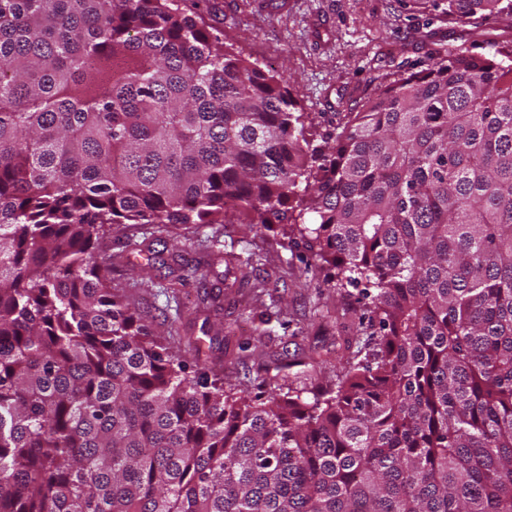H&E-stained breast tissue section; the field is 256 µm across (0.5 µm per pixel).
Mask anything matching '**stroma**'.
<instances>
[{
    "label": "stroma",
    "instance_id": "obj_1",
    "mask_svg": "<svg viewBox=\"0 0 512 512\" xmlns=\"http://www.w3.org/2000/svg\"><path fill=\"white\" fill-rule=\"evenodd\" d=\"M188 15L202 21L224 46L262 67L284 73L300 111L313 120L315 145L336 133L347 113L375 95L386 74L410 70L425 56L423 35L433 28L438 39L469 45L470 27L402 8L397 0H184ZM144 251L156 253L144 287L134 299L157 339L172 346L174 335L201 341L203 356L225 381L256 391L269 375L280 383L328 386L329 370L311 366L313 348L336 351L354 336L352 319L325 317L338 303L322 276L305 274L304 247L283 246L282 227L254 232L242 224H206L196 239L219 236L224 252L236 255L254 278L277 281L274 290L220 283L222 316L196 302L198 283L177 284L175 277L202 255L194 241L168 247L160 234L138 227ZM270 340L257 343L258 331ZM222 336L221 347L210 344Z\"/></svg>",
    "mask_w": 512,
    "mask_h": 512
}]
</instances>
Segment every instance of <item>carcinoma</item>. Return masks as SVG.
Wrapping results in <instances>:
<instances>
[{
	"instance_id": "carcinoma-1",
	"label": "carcinoma",
	"mask_w": 512,
	"mask_h": 512,
	"mask_svg": "<svg viewBox=\"0 0 512 512\" xmlns=\"http://www.w3.org/2000/svg\"><path fill=\"white\" fill-rule=\"evenodd\" d=\"M433 35L319 148L178 0H0V512H512V45ZM275 220L364 286L320 390L189 373L95 252Z\"/></svg>"
}]
</instances>
